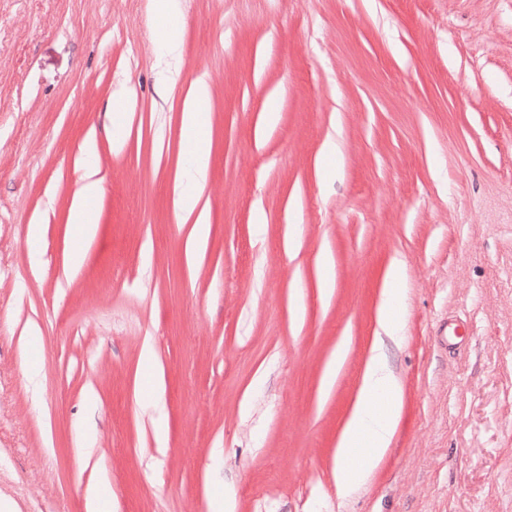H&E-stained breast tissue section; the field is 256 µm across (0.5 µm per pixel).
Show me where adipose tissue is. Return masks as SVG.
<instances>
[{
  "label": "adipose tissue",
  "mask_w": 512,
  "mask_h": 512,
  "mask_svg": "<svg viewBox=\"0 0 512 512\" xmlns=\"http://www.w3.org/2000/svg\"><path fill=\"white\" fill-rule=\"evenodd\" d=\"M207 88L205 79H197L191 96L185 102L183 126L186 131L190 185L174 191L177 215L195 218L194 233L186 246L191 254L201 248L209 231L208 212L199 206L209 163V141L200 125V106L207 96ZM402 293L399 267L394 264L385 279V301L378 314L379 333L371 343L359 393L336 448V489L343 495L352 493L377 467L391 444L400 419L401 386L398 377L388 366L384 341L398 333L393 306Z\"/></svg>",
  "instance_id": "obj_1"
}]
</instances>
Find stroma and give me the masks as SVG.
I'll return each instance as SVG.
<instances>
[{
	"label": "stroma",
	"instance_id": "1",
	"mask_svg": "<svg viewBox=\"0 0 512 512\" xmlns=\"http://www.w3.org/2000/svg\"><path fill=\"white\" fill-rule=\"evenodd\" d=\"M179 7L166 81L157 0H0V512H512V0ZM202 76L190 262L172 192ZM395 262L402 418L344 498ZM95 170L92 165H88V171L84 173V183L79 192L70 215L69 224L74 225L77 230V238L84 243L93 241L96 235V226L85 210V201L87 198L96 196L100 191V181L95 178ZM209 216L206 207L200 209L195 220L194 234L188 240L186 250L188 256L195 253L206 241L209 231Z\"/></svg>",
	"mask_w": 512,
	"mask_h": 512
}]
</instances>
